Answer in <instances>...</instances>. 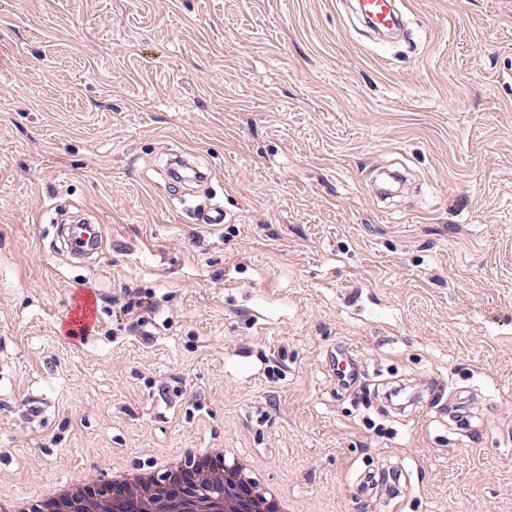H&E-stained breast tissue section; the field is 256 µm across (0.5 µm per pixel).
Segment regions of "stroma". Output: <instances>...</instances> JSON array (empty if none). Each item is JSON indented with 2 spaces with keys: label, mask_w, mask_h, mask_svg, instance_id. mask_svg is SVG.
<instances>
[{
  "label": "stroma",
  "mask_w": 512,
  "mask_h": 512,
  "mask_svg": "<svg viewBox=\"0 0 512 512\" xmlns=\"http://www.w3.org/2000/svg\"><path fill=\"white\" fill-rule=\"evenodd\" d=\"M407 7L376 45L340 0H0V491L226 445L300 512H512V0ZM184 147L189 194L162 175ZM83 218L90 266L60 250ZM381 468L397 493L361 498ZM97 318V294H79L71 298L68 311L59 320L64 336L73 346L84 345L93 334ZM357 357L350 349L339 348L330 356V371L336 386L342 390L356 389L359 381Z\"/></svg>",
  "instance_id": "35a3bbf8"
}]
</instances>
